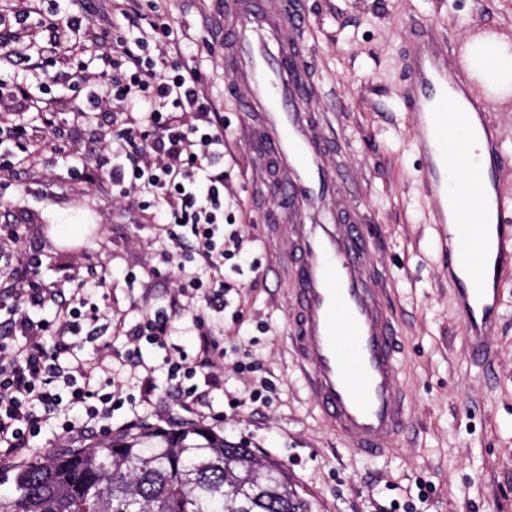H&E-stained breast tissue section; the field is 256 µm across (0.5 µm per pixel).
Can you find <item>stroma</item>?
<instances>
[{"label": "stroma", "instance_id": "35a3bbf8", "mask_svg": "<svg viewBox=\"0 0 512 512\" xmlns=\"http://www.w3.org/2000/svg\"><path fill=\"white\" fill-rule=\"evenodd\" d=\"M216 2L138 0L141 14L186 31L184 60L201 70V90L224 118V232L240 236L248 259L225 261L223 309L177 313L171 338L195 353L198 316L222 334L224 369L209 389L224 414L220 431L259 458L285 464L312 512H392L396 501L412 512H512V279L502 290L493 353L474 363L400 100V57L414 19L431 18L439 36L460 42L478 23L512 29V0H301L309 20L307 75L318 88L310 109L329 126L327 161L343 178L336 212L359 224L399 329L396 382L410 420L383 457L353 451L325 426L296 364L288 340L293 274L284 266L294 244L278 230L284 207L260 173L263 153L238 107L242 91L228 84L224 38L210 21ZM18 3L0 0V38L32 54L47 31L16 24ZM121 120L105 109L88 126L65 111L58 116L62 137H47L27 164L0 153V167L10 170L0 176V227L21 238L0 249V289L24 284L33 254L66 304L94 271L106 276L108 302L131 329L169 304L175 265L150 212L74 170L99 158L101 137L116 135ZM264 381L271 392L251 401ZM156 383L148 397L136 381L117 379L122 404L112 412L113 435L140 421L166 430L205 426L172 405L164 377Z\"/></svg>", "mask_w": 512, "mask_h": 512}]
</instances>
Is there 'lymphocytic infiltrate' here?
I'll use <instances>...</instances> for the list:
<instances>
[{
	"label": "lymphocytic infiltrate",
	"instance_id": "f902f5d3",
	"mask_svg": "<svg viewBox=\"0 0 512 512\" xmlns=\"http://www.w3.org/2000/svg\"><path fill=\"white\" fill-rule=\"evenodd\" d=\"M121 15L129 32L112 48L104 38L88 44L78 40L83 16L53 14L47 23L54 37L29 58L28 69L32 80L58 82L51 68L65 48L103 61L101 71L83 69L68 78L85 93L81 119H89L112 101L139 107L141 117L125 128L115 146L107 148L91 176L105 178L119 193L133 187L141 196L166 204L171 224L166 237L180 253L179 294L215 307L224 302V258L242 245L239 237L224 235V124L200 96L199 70L164 57H147L148 34L139 31L136 12L125 8ZM30 82L12 83L14 103L41 113L43 130L58 133L57 98L33 93ZM105 286L102 276L78 283L74 289L78 303L72 307L58 303L57 289L36 284L28 289L25 302L8 307L5 330L0 333V458L24 460L31 439L50 425L59 426L76 443L91 435L111 434L116 370L140 379L145 391L155 388L154 368L140 355L143 342L164 350L176 404L184 408L202 404L203 395L193 380L199 375L212 379L224 363V350L204 330L196 354L170 344L173 315L168 310L145 314L131 333L125 332L123 320L114 319V335H128L132 343L120 368L75 354L84 326L113 319L111 306L87 300L88 293ZM49 305L56 308L53 319L36 321L28 313L29 308ZM78 407L85 409V420L77 423L63 417V409Z\"/></svg>",
	"mask_w": 512,
	"mask_h": 512
}]
</instances>
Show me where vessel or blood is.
<instances>
[{"mask_svg": "<svg viewBox=\"0 0 512 512\" xmlns=\"http://www.w3.org/2000/svg\"><path fill=\"white\" fill-rule=\"evenodd\" d=\"M308 19L298 0H224V64L241 86L239 109L254 127L289 206L295 239L297 315L291 342L328 429L356 451L386 454L405 430L408 411L396 383L398 332L368 280V249L358 225L330 218L337 177L326 164L327 136L310 119L311 90L291 66ZM407 80L401 99L422 162L431 223L441 229V255L457 283L458 311L470 358L492 351L505 271L512 270V169L490 93L475 94L459 73L492 71L487 53L464 54L438 40L431 20L417 21L405 42ZM485 161L460 181L476 139Z\"/></svg>", "mask_w": 512, "mask_h": 512, "instance_id": "1", "label": "vessel or blood"}]
</instances>
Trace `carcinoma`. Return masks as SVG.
Returning a JSON list of instances; mask_svg holds the SVG:
<instances>
[{
    "instance_id": "1",
    "label": "carcinoma",
    "mask_w": 512,
    "mask_h": 512,
    "mask_svg": "<svg viewBox=\"0 0 512 512\" xmlns=\"http://www.w3.org/2000/svg\"><path fill=\"white\" fill-rule=\"evenodd\" d=\"M0 512H311L286 466L206 427L144 429L12 471Z\"/></svg>"
}]
</instances>
